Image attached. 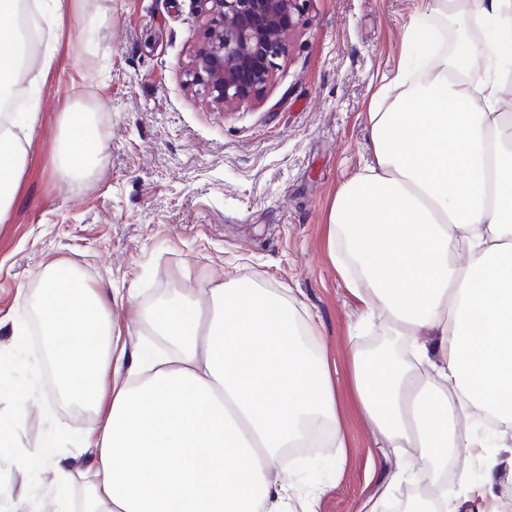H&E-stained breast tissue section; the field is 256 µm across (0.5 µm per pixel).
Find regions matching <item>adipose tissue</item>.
<instances>
[{"label":"adipose tissue","mask_w":512,"mask_h":512,"mask_svg":"<svg viewBox=\"0 0 512 512\" xmlns=\"http://www.w3.org/2000/svg\"><path fill=\"white\" fill-rule=\"evenodd\" d=\"M62 8L0 0V105L20 79L45 76L21 15ZM404 41V60L368 107L373 160L337 192L327 247L361 318L390 322L392 341L353 354V377L381 447L413 451L396 476L428 492L407 512H458L449 452L484 447L476 427L486 417L499 447L512 445V114L499 109L512 93V0H427ZM29 133L15 117L0 129V214L16 198ZM99 139L86 113H67L63 172L95 165L85 145ZM38 277L47 341L14 398L26 408L47 367L61 398L98 420L82 435L51 434L36 452L13 448L0 425L10 462L47 480L49 512H71L68 444L94 460L81 512H281L284 449L315 425L323 444L344 447L330 361L309 344L314 318L287 295L230 275L204 296L177 288L146 306L58 263ZM116 305L125 327L112 320ZM143 324L164 350L128 345L125 328Z\"/></svg>","instance_id":"ef3b65f1"}]
</instances>
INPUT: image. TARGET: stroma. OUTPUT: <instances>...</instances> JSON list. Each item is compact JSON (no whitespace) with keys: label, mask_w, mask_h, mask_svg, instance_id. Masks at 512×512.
Returning a JSON list of instances; mask_svg holds the SVG:
<instances>
[{"label":"stroma","mask_w":512,"mask_h":512,"mask_svg":"<svg viewBox=\"0 0 512 512\" xmlns=\"http://www.w3.org/2000/svg\"><path fill=\"white\" fill-rule=\"evenodd\" d=\"M51 66L24 86L36 120L16 199L0 215V317L40 299L36 271L57 261L92 286L135 289L153 303L172 288L203 293L225 273L285 288L313 315L319 346L334 362L341 451L297 460L291 475L310 512H369L383 496L413 488L390 482L398 459L379 447L355 392L352 354L389 328H357L360 303L326 247L337 189L372 160L368 105L403 53L418 0H308L289 51L255 100L216 108L186 89L184 67L203 37L196 0H65ZM93 113L100 165L71 182L56 172L64 113ZM41 376L39 401L15 418L0 393V421L39 449L49 429L86 432L92 412L54 396ZM499 464L497 494L512 493V447L459 449L469 477ZM15 501L45 504L30 469L0 465Z\"/></svg>","instance_id":"stroma-1"}]
</instances>
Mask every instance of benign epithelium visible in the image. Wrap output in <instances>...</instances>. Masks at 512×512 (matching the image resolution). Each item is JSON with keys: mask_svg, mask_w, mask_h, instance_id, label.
<instances>
[{"mask_svg": "<svg viewBox=\"0 0 512 512\" xmlns=\"http://www.w3.org/2000/svg\"><path fill=\"white\" fill-rule=\"evenodd\" d=\"M197 2L205 40L187 65V85L224 108L257 98L288 53L304 0Z\"/></svg>", "mask_w": 512, "mask_h": 512, "instance_id": "1", "label": "benign epithelium"}]
</instances>
